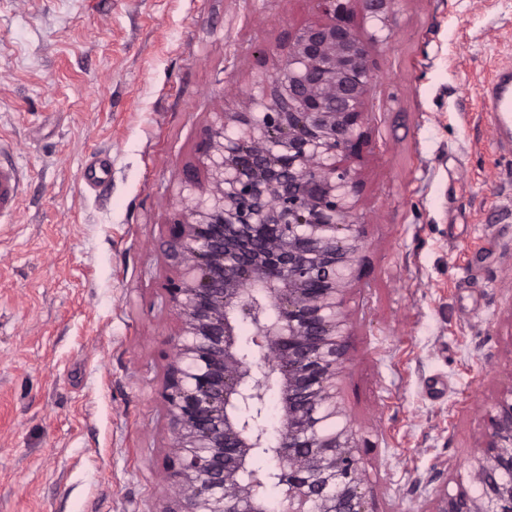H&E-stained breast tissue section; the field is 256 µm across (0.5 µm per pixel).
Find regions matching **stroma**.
I'll return each mask as SVG.
<instances>
[{"label":"stroma","instance_id":"obj_1","mask_svg":"<svg viewBox=\"0 0 512 512\" xmlns=\"http://www.w3.org/2000/svg\"><path fill=\"white\" fill-rule=\"evenodd\" d=\"M393 11L385 38L355 14L374 110L338 400L373 512H424L512 382V153L485 101L512 0ZM321 18L315 0H0V135L23 180L0 223V512L169 505L168 241L208 199L210 129Z\"/></svg>","mask_w":512,"mask_h":512}]
</instances>
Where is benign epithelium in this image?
<instances>
[{
  "instance_id": "benign-epithelium-1",
  "label": "benign epithelium",
  "mask_w": 512,
  "mask_h": 512,
  "mask_svg": "<svg viewBox=\"0 0 512 512\" xmlns=\"http://www.w3.org/2000/svg\"><path fill=\"white\" fill-rule=\"evenodd\" d=\"M353 1L390 28L394 0H318L326 21L297 33L269 93L250 99L261 112H226L211 130V205L178 221L168 245L178 330L162 391L175 490L165 512H267L271 485L278 512H370L338 401L344 298L362 240L357 181L336 155L362 146L371 81ZM251 344L271 361H253ZM273 394L276 437L263 425ZM454 482L431 512H512V383Z\"/></svg>"
}]
</instances>
